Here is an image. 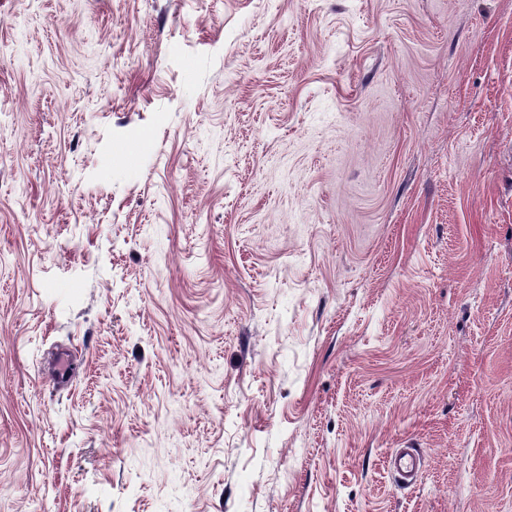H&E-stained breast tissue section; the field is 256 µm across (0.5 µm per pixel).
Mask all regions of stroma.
Instances as JSON below:
<instances>
[{"mask_svg":"<svg viewBox=\"0 0 512 512\" xmlns=\"http://www.w3.org/2000/svg\"><path fill=\"white\" fill-rule=\"evenodd\" d=\"M0 512H512V0H0ZM420 455L417 449H397L393 457V467L400 479L410 482L419 471Z\"/></svg>","mask_w":512,"mask_h":512,"instance_id":"obj_1","label":"stroma"}]
</instances>
